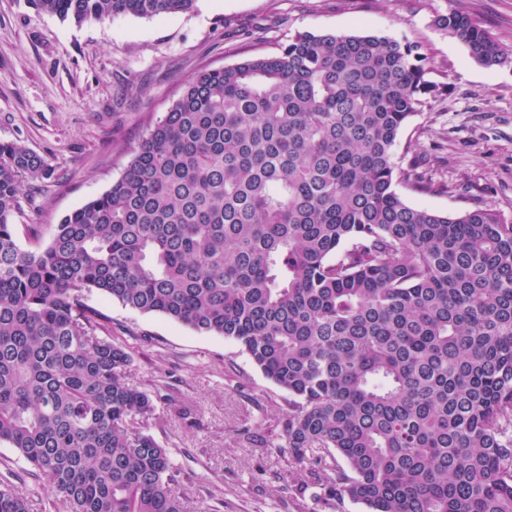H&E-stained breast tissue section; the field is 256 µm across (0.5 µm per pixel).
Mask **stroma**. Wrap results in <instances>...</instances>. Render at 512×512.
Segmentation results:
<instances>
[{
	"label": "stroma",
	"mask_w": 512,
	"mask_h": 512,
	"mask_svg": "<svg viewBox=\"0 0 512 512\" xmlns=\"http://www.w3.org/2000/svg\"><path fill=\"white\" fill-rule=\"evenodd\" d=\"M479 19L508 56L499 67L472 60L464 44L433 25L436 14ZM368 32L418 45L442 93L401 131L395 161L435 156L432 190L398 183L410 205L460 213L490 206L512 221V0H195L191 10L153 18L125 15L81 24L0 0V141L41 155L52 174L26 181L14 216L24 227L55 224L117 180L150 129L198 73L256 55L272 56L303 32ZM448 190H441V183ZM86 301L133 356L127 380L160 379L188 415L158 405L154 436L171 447L178 491L192 506L223 501L224 512H299L312 506L278 449L249 444L244 417L260 419L286 393L238 344L200 334L93 292Z\"/></svg>",
	"instance_id": "stroma-1"
}]
</instances>
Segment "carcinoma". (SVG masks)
I'll return each mask as SVG.
<instances>
[{
  "instance_id": "carcinoma-1",
  "label": "carcinoma",
  "mask_w": 512,
  "mask_h": 512,
  "mask_svg": "<svg viewBox=\"0 0 512 512\" xmlns=\"http://www.w3.org/2000/svg\"><path fill=\"white\" fill-rule=\"evenodd\" d=\"M194 0H30L102 22ZM478 64L506 62L475 17L438 14ZM417 46L370 33L296 34L274 56L200 72L121 176L20 248L27 179L51 174L0 142V444L35 491L0 512H191L131 355L85 302L234 340L286 409L243 430L307 471L316 512H512V222L406 203L431 187L398 136L441 93ZM340 457L346 468L327 459ZM53 494L36 501L37 490Z\"/></svg>"
}]
</instances>
